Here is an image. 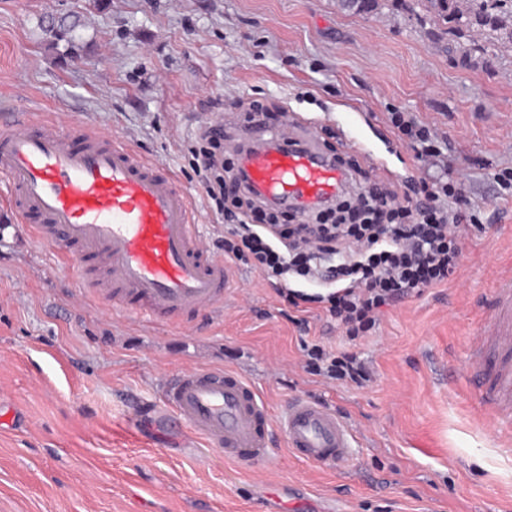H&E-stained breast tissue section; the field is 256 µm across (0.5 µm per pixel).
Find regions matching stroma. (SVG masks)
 Here are the masks:
<instances>
[{"instance_id":"stroma-1","label":"stroma","mask_w":512,"mask_h":512,"mask_svg":"<svg viewBox=\"0 0 512 512\" xmlns=\"http://www.w3.org/2000/svg\"><path fill=\"white\" fill-rule=\"evenodd\" d=\"M72 41H46L51 21ZM433 18L380 0H0V113L80 115L162 163L190 194L209 249L224 219L182 150L211 100L251 97L359 142L389 181L441 176L399 141L388 114L436 128L466 177L478 220L447 285L385 309L349 341L316 308L300 312L251 264L234 263L222 310L176 324L105 310L2 202L0 512H512L507 432L479 410L468 352L490 318L494 282L512 276V62L450 58ZM349 346L374 377L324 383L303 348ZM194 367L244 374L272 415L293 396L326 403L356 434L329 470L290 454L242 468L221 449L140 416L162 378Z\"/></svg>"}]
</instances>
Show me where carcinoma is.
<instances>
[{"label": "carcinoma", "mask_w": 512, "mask_h": 512, "mask_svg": "<svg viewBox=\"0 0 512 512\" xmlns=\"http://www.w3.org/2000/svg\"><path fill=\"white\" fill-rule=\"evenodd\" d=\"M464 57L491 64L512 54V0H419Z\"/></svg>", "instance_id": "carcinoma-1"}]
</instances>
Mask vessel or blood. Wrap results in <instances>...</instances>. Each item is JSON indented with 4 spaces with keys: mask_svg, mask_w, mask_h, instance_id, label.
<instances>
[{
    "mask_svg": "<svg viewBox=\"0 0 512 512\" xmlns=\"http://www.w3.org/2000/svg\"><path fill=\"white\" fill-rule=\"evenodd\" d=\"M296 143L255 145L244 158L252 189L266 202L313 210L349 188L352 177L313 131ZM0 178L20 223L63 248L79 280L113 311L173 322L186 311L221 307L232 267L205 249L189 194L163 166L80 117L67 123L17 112L0 120ZM471 359L482 407L512 427V277L493 288L491 315ZM160 401L164 426L185 430L252 466L269 458L273 430L301 458L333 469L348 462L356 442L350 424L326 404L291 399L279 419L243 376L190 368L167 376Z\"/></svg>",
    "mask_w": 512,
    "mask_h": 512,
    "instance_id": "b4317fda",
    "label": "vessel or blood"
}]
</instances>
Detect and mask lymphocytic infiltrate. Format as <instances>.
<instances>
[{"instance_id":"1","label":"lymphocytic infiltrate","mask_w":512,"mask_h":512,"mask_svg":"<svg viewBox=\"0 0 512 512\" xmlns=\"http://www.w3.org/2000/svg\"><path fill=\"white\" fill-rule=\"evenodd\" d=\"M390 122L417 160L440 156L435 132L409 113H391ZM230 136L223 124L204 123L197 134L200 146L192 151L206 198L231 221L224 258L251 260L271 286L286 288L293 306L321 304L326 317L354 340L375 327L383 308L421 297L457 271L469 237L461 209L467 201L463 179L412 178L402 193L373 180L349 155L345 163L356 181L332 205V219L320 212L283 215L254 193L245 172H231L224 159ZM313 283L320 292H308ZM305 366L359 387L371 379L355 354L320 345L307 348Z\"/></svg>"}]
</instances>
